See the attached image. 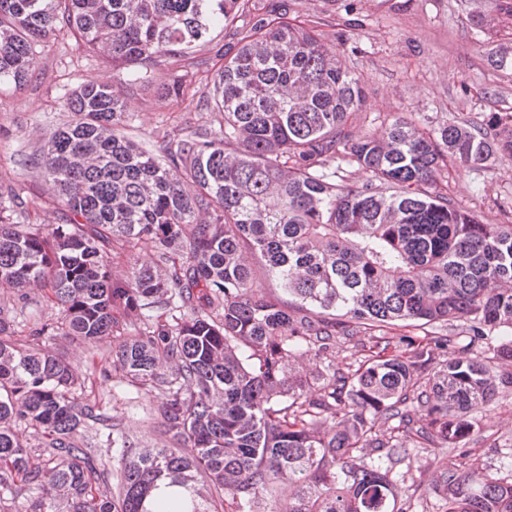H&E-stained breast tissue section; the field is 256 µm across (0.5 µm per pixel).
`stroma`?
I'll use <instances>...</instances> for the list:
<instances>
[{
    "label": "stroma",
    "mask_w": 512,
    "mask_h": 512,
    "mask_svg": "<svg viewBox=\"0 0 512 512\" xmlns=\"http://www.w3.org/2000/svg\"><path fill=\"white\" fill-rule=\"evenodd\" d=\"M290 15L317 21L325 37L346 34L340 52L346 65L362 79L365 123L356 133L377 129L388 114L400 113L422 127L449 121L485 123L494 112L512 113V70L490 65L491 36L478 29L470 14L492 15L497 0H355L354 26H346L343 8L332 0H288ZM213 46L200 47L185 62L189 73L182 97H164L161 89L175 66L163 62L147 83L130 82L127 71L111 66L79 49L74 40L60 38L38 46V68L21 87L0 84V195L15 198L28 224H59L63 210L34 161L50 133L71 117L65 101L87 81L116 84L124 91L125 135L143 147L166 131L213 122L201 109V96L211 85L224 58L221 29H214ZM448 196L456 205L486 223L512 224V159L504 157L479 169L449 163L444 175ZM0 306L14 315L18 341H27L35 322L56 318L57 308L43 304L39 291L18 298L0 288ZM48 348L78 368L79 403L93 406L100 419L88 422L81 444L106 463L104 478L115 485L118 452L112 430L127 432L131 442L159 448L171 444L155 424L156 400L146 390L121 383L112 369V342L90 345L73 338L48 341ZM480 431L474 453L506 475L512 473V389L502 391L479 415ZM448 467L463 465L464 457L448 448H413L393 473L409 485L408 512H442V499L432 473L434 459Z\"/></svg>",
    "instance_id": "1"
}]
</instances>
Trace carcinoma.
Here are the masks:
<instances>
[{"label": "carcinoma", "mask_w": 512, "mask_h": 512, "mask_svg": "<svg viewBox=\"0 0 512 512\" xmlns=\"http://www.w3.org/2000/svg\"><path fill=\"white\" fill-rule=\"evenodd\" d=\"M472 20L500 37L491 64L512 68V0ZM216 27L224 69L202 100L217 125L146 149L118 133L122 89L87 82L36 160L65 223L19 224L0 201V288H39L59 310L20 346L0 309V492L35 485L67 512H218L217 497L254 512L286 483L288 503L270 512H405L390 468L369 454L468 457L478 414L512 387L509 368L441 360L452 340L438 332H502L498 358L512 364V224L478 220L441 183L450 160L511 159L512 113L430 131L395 115L356 138L363 87L341 60L345 34L328 41L277 0H0V83L24 85L34 46L63 30L143 82ZM119 243L156 265L113 278ZM259 273L273 291L252 289ZM407 322L433 331L397 332ZM58 336L120 338L114 370L154 394L157 427L176 441L139 448L112 433L113 491L79 444L93 407L45 346ZM338 337L358 348L347 370L290 368L298 349L318 357ZM396 417V434L378 438L375 421ZM18 422L50 439L45 463ZM437 487L446 512H512V474L477 458L442 470Z\"/></svg>", "instance_id": "carcinoma-1"}]
</instances>
